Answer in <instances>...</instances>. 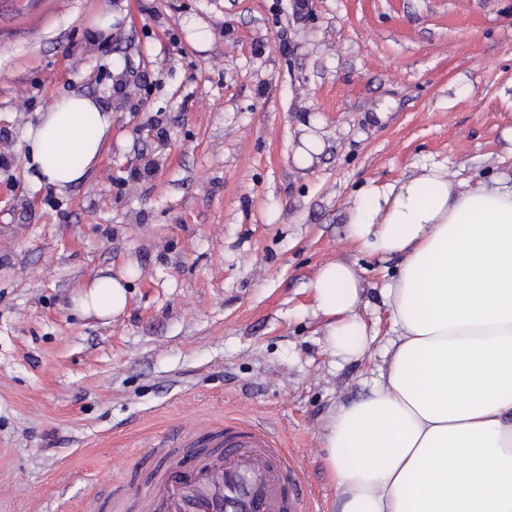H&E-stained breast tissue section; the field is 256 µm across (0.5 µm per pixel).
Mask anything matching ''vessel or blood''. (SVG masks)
I'll return each instance as SVG.
<instances>
[{
  "label": "vessel or blood",
  "mask_w": 512,
  "mask_h": 512,
  "mask_svg": "<svg viewBox=\"0 0 512 512\" xmlns=\"http://www.w3.org/2000/svg\"><path fill=\"white\" fill-rule=\"evenodd\" d=\"M134 501L113 492V512H316L298 461L269 430L228 419L174 429L154 445Z\"/></svg>",
  "instance_id": "obj_1"
}]
</instances>
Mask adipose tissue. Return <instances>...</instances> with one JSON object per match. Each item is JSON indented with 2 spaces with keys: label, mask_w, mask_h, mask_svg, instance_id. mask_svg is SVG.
<instances>
[{
  "label": "adipose tissue",
  "mask_w": 512,
  "mask_h": 512,
  "mask_svg": "<svg viewBox=\"0 0 512 512\" xmlns=\"http://www.w3.org/2000/svg\"><path fill=\"white\" fill-rule=\"evenodd\" d=\"M111 125L89 97L57 99L28 131V164L54 188L78 184ZM348 236L400 262L382 292L390 359L368 394L323 427L337 512H512V171L457 184L432 163L402 183L363 186ZM309 289L328 319V352L363 354L369 333L356 314L355 268L325 264ZM127 305L113 278L79 299L99 318Z\"/></svg>",
  "instance_id": "ef3b65f1"
}]
</instances>
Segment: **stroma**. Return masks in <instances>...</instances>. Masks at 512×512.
<instances>
[{
	"instance_id": "obj_1",
	"label": "stroma",
	"mask_w": 512,
	"mask_h": 512,
	"mask_svg": "<svg viewBox=\"0 0 512 512\" xmlns=\"http://www.w3.org/2000/svg\"><path fill=\"white\" fill-rule=\"evenodd\" d=\"M73 91L112 128L59 191L27 132ZM0 154V512H72L227 418L282 437L336 512L322 428L388 357L397 264L349 239V201L430 162L512 168V0H0ZM337 260L372 336L348 360L308 290ZM104 277L129 295L113 319L77 304Z\"/></svg>"
}]
</instances>
